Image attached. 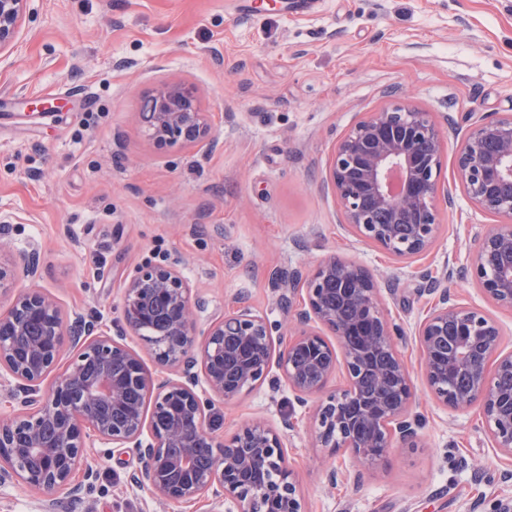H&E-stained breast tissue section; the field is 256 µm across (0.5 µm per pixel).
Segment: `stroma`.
<instances>
[{
    "label": "stroma",
    "mask_w": 512,
    "mask_h": 512,
    "mask_svg": "<svg viewBox=\"0 0 512 512\" xmlns=\"http://www.w3.org/2000/svg\"><path fill=\"white\" fill-rule=\"evenodd\" d=\"M24 37L0 56V252L42 248L39 285L66 317L122 323L125 278L179 255L198 320L245 304L285 347L295 311L275 278L308 272L331 253L386 282L383 312L409 368L411 414L422 440L376 469L318 447L307 413L279 368L257 387L215 402L217 437L256 420L297 426L288 462L306 512H512V460L494 448L479 408L456 411L427 385L415 330L439 280L483 310L512 351V311L460 270L495 216L455 180L469 116H512V0H36ZM194 84L214 146L158 149L139 118L160 85ZM409 96L445 142L433 248L398 259L342 225L323 181L334 143L353 123ZM90 454L97 477L60 512H181L132 484L125 448ZM335 470V484L325 474Z\"/></svg>",
    "instance_id": "obj_1"
}]
</instances>
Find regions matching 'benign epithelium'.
<instances>
[{
    "instance_id": "benign-epithelium-1",
    "label": "benign epithelium",
    "mask_w": 512,
    "mask_h": 512,
    "mask_svg": "<svg viewBox=\"0 0 512 512\" xmlns=\"http://www.w3.org/2000/svg\"><path fill=\"white\" fill-rule=\"evenodd\" d=\"M33 2L0 0V54L18 40ZM139 117L160 149L215 145L210 113L201 110L190 83L157 87ZM444 149L431 114L406 99L354 123L334 144L326 174L344 224L391 255L430 251L439 230ZM455 179L470 202L501 219L475 242L464 275L512 310V117L482 115L469 124ZM40 258L35 241L17 260L0 256V293H13L10 307L0 311V386L11 407L0 418V485L39 493L40 512H58L59 495L80 486L77 476L96 478L87 455L96 441L131 449L141 462L133 482L162 502L188 508L205 499L209 512H305L285 453L291 418L280 429L256 421L224 440L206 424L212 397L238 398L274 364L298 406L320 396L312 418L321 447L342 450L368 468L396 444L417 447L411 377L383 314L381 286L367 267L333 253L306 275L289 278L286 288L302 300L299 331L275 357L272 325L245 305L199 332L206 301L192 296L177 258L142 264L125 280L123 326L114 337L95 320H65L56 299L35 285ZM432 291L438 299L418 328L426 381L447 407H479L496 447L512 458V390L499 386L502 376H512V352L500 351L493 319L455 302L446 289ZM149 328L160 336L153 350L169 370L165 376L150 374L123 343ZM324 329L338 347L323 339ZM68 344L78 349L76 358L47 383ZM341 365L348 384L330 391ZM364 374L372 378L370 395L357 387ZM134 391L153 398V414L166 416V425L146 417L131 399Z\"/></svg>"
}]
</instances>
